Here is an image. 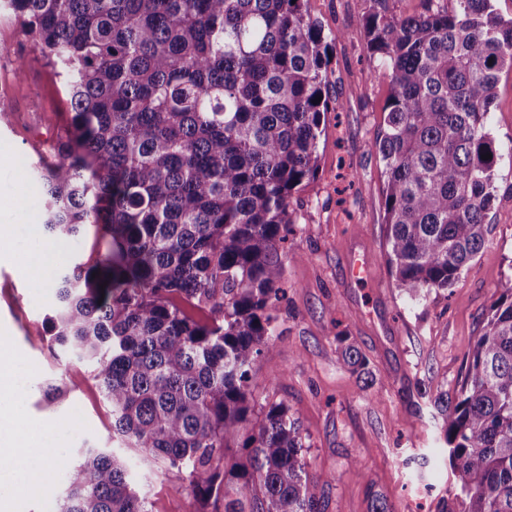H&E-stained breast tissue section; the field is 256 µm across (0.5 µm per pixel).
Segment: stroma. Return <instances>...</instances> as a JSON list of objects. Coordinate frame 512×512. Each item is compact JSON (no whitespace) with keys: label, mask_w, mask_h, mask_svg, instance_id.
I'll return each mask as SVG.
<instances>
[{"label":"stroma","mask_w":512,"mask_h":512,"mask_svg":"<svg viewBox=\"0 0 512 512\" xmlns=\"http://www.w3.org/2000/svg\"><path fill=\"white\" fill-rule=\"evenodd\" d=\"M369 0H308L311 16L336 37L328 57L329 110L318 141V173L294 191L293 233L282 255L286 299L278 335L253 373L260 403L282 402L297 418L313 473L327 475L324 512H370L382 493L393 512H448L455 478L432 457L441 442L429 403L455 390L464 362L498 283L512 275V72L501 74L487 116L500 147L497 199L487 222L488 242L459 280L413 303L396 288L387 263L382 164L372 149L391 83L366 48L362 18ZM25 54L23 77L13 60ZM13 110L0 117V200L15 199L31 183L33 143L54 139L68 110L61 80L19 25L0 23V92ZM37 210L0 213L13 257L0 259V341L15 354L18 393L26 422L47 429L59 457L89 443L112 445V415L88 363L57 359L43 320L52 304L51 270L88 261L93 235L57 246L33 238ZM367 272L350 274L354 257ZM354 338L376 379L362 390L339 360L338 335ZM54 383L66 396L46 408ZM150 512H187L183 475L158 469L137 484Z\"/></svg>","instance_id":"obj_1"}]
</instances>
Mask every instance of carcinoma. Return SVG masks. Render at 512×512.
Masks as SVG:
<instances>
[{"label":"carcinoma","instance_id":"cac0c4a2","mask_svg":"<svg viewBox=\"0 0 512 512\" xmlns=\"http://www.w3.org/2000/svg\"><path fill=\"white\" fill-rule=\"evenodd\" d=\"M305 2L0 0V19L62 77L70 112L54 144L35 146L43 232L105 243L55 271L46 320L52 349L93 366L121 452L60 461L64 488H35L58 512H151L129 454L147 475L184 474L190 512H324L329 478L308 471L297 419L257 406L252 380L286 298L290 198L318 172L328 112L335 38ZM423 2L396 18L370 0L363 18L391 82L373 143L388 264L412 302L452 287L485 245L500 157L486 116L512 71V18L493 0ZM337 340L373 387L356 342ZM433 406L456 478L448 512H512V275L460 386Z\"/></svg>","mask_w":512,"mask_h":512}]
</instances>
